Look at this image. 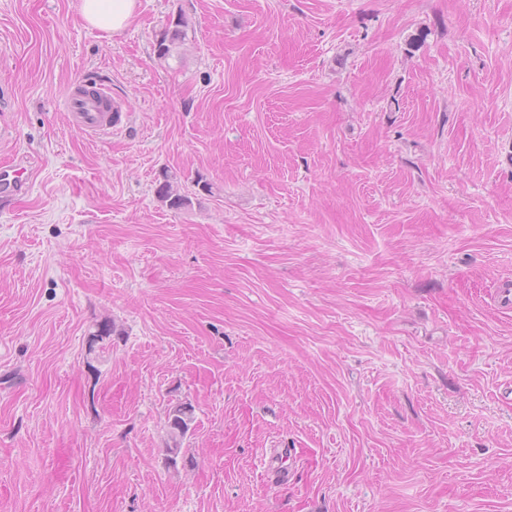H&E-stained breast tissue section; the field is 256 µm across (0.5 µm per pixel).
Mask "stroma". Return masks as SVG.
<instances>
[{"mask_svg": "<svg viewBox=\"0 0 512 512\" xmlns=\"http://www.w3.org/2000/svg\"><path fill=\"white\" fill-rule=\"evenodd\" d=\"M79 3L0 0V512H512V0ZM136 7L137 0H81L79 4L83 20L108 36L128 26ZM188 24V20L182 15L168 20L155 43V52L160 58L172 56V52L177 45L184 42ZM85 86L82 82L72 84L64 101V110L68 112L71 125L79 132L94 136L112 133V112H107L111 98L102 85L96 86L97 96H88L80 92ZM34 169V164L30 163L28 167L13 169L11 166H0V187L5 191H22L29 185L30 177ZM156 193L161 199L169 203L171 209H180L185 206L188 198L181 193L178 182L168 176L167 172L163 174L162 181H159ZM193 421L194 407L190 403L178 404L169 409L167 426L171 443L165 450L170 463H176L182 451L183 439L191 431Z\"/></svg>", "mask_w": 512, "mask_h": 512, "instance_id": "1", "label": "stroma"}]
</instances>
